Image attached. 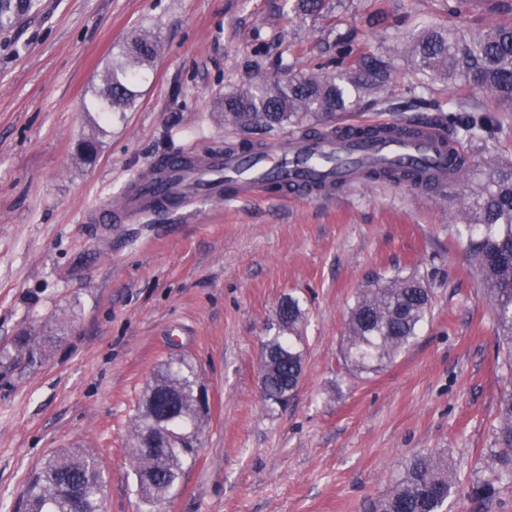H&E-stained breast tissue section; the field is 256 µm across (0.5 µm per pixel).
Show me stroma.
Returning a JSON list of instances; mask_svg holds the SVG:
<instances>
[{"label":"stroma","mask_w":512,"mask_h":512,"mask_svg":"<svg viewBox=\"0 0 512 512\" xmlns=\"http://www.w3.org/2000/svg\"><path fill=\"white\" fill-rule=\"evenodd\" d=\"M304 21L292 0H37L0 30V512L55 452L94 453L103 512H146L127 453L157 370L183 358L210 410L194 461L163 512H367L417 453H444L461 482L448 512H512L470 494L512 388L492 306L454 215L477 175L436 195L367 179L310 199L198 200L185 214L86 224L83 213L172 155L262 146L293 128L226 126L216 101L292 73L331 76L337 38L392 64L386 92L360 90L342 120L404 121L420 98L481 102L434 81L406 52L423 31L497 21L495 0H329ZM149 29L159 56L134 104L102 121L84 105L127 36ZM98 134L93 163L77 144ZM417 273L433 288L414 344L378 370L343 352L361 288ZM306 311L304 372L286 407L260 389L259 350L286 297Z\"/></svg>","instance_id":"1"}]
</instances>
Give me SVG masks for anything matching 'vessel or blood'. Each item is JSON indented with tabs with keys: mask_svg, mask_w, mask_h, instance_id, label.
<instances>
[{
	"mask_svg": "<svg viewBox=\"0 0 512 512\" xmlns=\"http://www.w3.org/2000/svg\"><path fill=\"white\" fill-rule=\"evenodd\" d=\"M444 134L422 127L414 135L382 140L371 135L328 139L294 137L265 147L255 166L244 169L234 150L216 151L190 159L157 164L124 189L118 203L105 214L92 213V222L123 224L137 215L165 210L177 213L198 199L232 200L240 195L260 197L268 174L280 175L287 194H308L312 185L357 181L358 169L372 166L427 167L447 172L454 156L443 146Z\"/></svg>",
	"mask_w": 512,
	"mask_h": 512,
	"instance_id": "vessel-or-blood-1",
	"label": "vessel or blood"
}]
</instances>
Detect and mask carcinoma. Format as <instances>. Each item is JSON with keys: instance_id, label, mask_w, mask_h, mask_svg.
I'll return each instance as SVG.
<instances>
[{"instance_id": "cac0c4a2", "label": "carcinoma", "mask_w": 512, "mask_h": 512, "mask_svg": "<svg viewBox=\"0 0 512 512\" xmlns=\"http://www.w3.org/2000/svg\"><path fill=\"white\" fill-rule=\"evenodd\" d=\"M35 5L34 0H0V29ZM326 0H295V17L318 15ZM159 44L150 32L135 31L121 57L105 69L102 87L85 106L110 119L133 103L132 86L157 58ZM415 67L444 80L464 79L489 101L481 106L458 100L448 103L450 137L456 142H479L487 151L480 172L476 202L460 210L457 222L466 231V251L479 276L493 311L497 340L506 347L505 363L512 375V162L498 159L496 143L502 131L499 112H512V21L507 19L485 31L469 32L460 25L427 31L413 43ZM363 84L383 88L389 83L390 65L378 58L361 60ZM351 106L346 86L318 75L292 76L284 86H250L226 94L218 102L224 123L239 129L269 130L288 126L335 129L337 116ZM92 135L78 148L85 162L98 152ZM431 288L412 273L395 275L361 289L350 308L346 357L360 370H375L409 346L430 311ZM286 315L278 330L262 346L277 365L262 382V395L271 405H283L298 387L303 374V338L298 325L304 319L300 301H283ZM197 373L186 360L168 362L154 377L158 391H173L178 406L162 420L153 402L144 401L133 422L130 453L141 500L153 508L176 485L184 462L194 449L185 439L198 435L195 410ZM493 448L485 462L488 476L472 481L471 494L483 501L496 496L502 484H512V391L499 402L492 425ZM105 487L98 458L82 450L54 454L31 473L24 512H102ZM457 491V477L448 460L433 451L416 454L395 486L374 500L371 512H448V498Z\"/></svg>"}]
</instances>
